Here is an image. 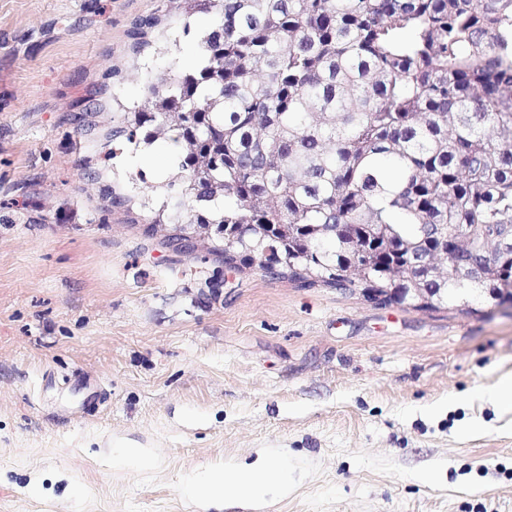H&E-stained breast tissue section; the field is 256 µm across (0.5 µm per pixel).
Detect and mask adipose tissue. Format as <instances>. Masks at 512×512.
<instances>
[{
  "label": "adipose tissue",
  "mask_w": 512,
  "mask_h": 512,
  "mask_svg": "<svg viewBox=\"0 0 512 512\" xmlns=\"http://www.w3.org/2000/svg\"><path fill=\"white\" fill-rule=\"evenodd\" d=\"M289 484L287 461L264 453L251 464L228 462L223 469L207 471L194 478L187 490L197 500L210 504L242 498L260 502L268 494L287 493Z\"/></svg>",
  "instance_id": "1"
}]
</instances>
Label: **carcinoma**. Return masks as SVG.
Instances as JSON below:
<instances>
[{
  "mask_svg": "<svg viewBox=\"0 0 512 512\" xmlns=\"http://www.w3.org/2000/svg\"><path fill=\"white\" fill-rule=\"evenodd\" d=\"M217 25L150 84L106 157L162 139L151 229L231 268L414 310L512 285V0H183ZM137 20L139 55L169 37ZM204 134L195 138L190 128Z\"/></svg>",
  "mask_w": 512,
  "mask_h": 512,
  "instance_id": "cac0c4a2",
  "label": "carcinoma"
}]
</instances>
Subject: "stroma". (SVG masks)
<instances>
[{"label": "stroma", "instance_id": "stroma-1", "mask_svg": "<svg viewBox=\"0 0 512 512\" xmlns=\"http://www.w3.org/2000/svg\"><path fill=\"white\" fill-rule=\"evenodd\" d=\"M172 7L0 0V512H202L184 477L260 451L287 454V495L224 512H512V405L481 396L512 372L511 314L178 251L139 205V173L177 171L163 141L92 178L120 106L216 25L134 55V21ZM121 447L153 468H113Z\"/></svg>", "mask_w": 512, "mask_h": 512}]
</instances>
